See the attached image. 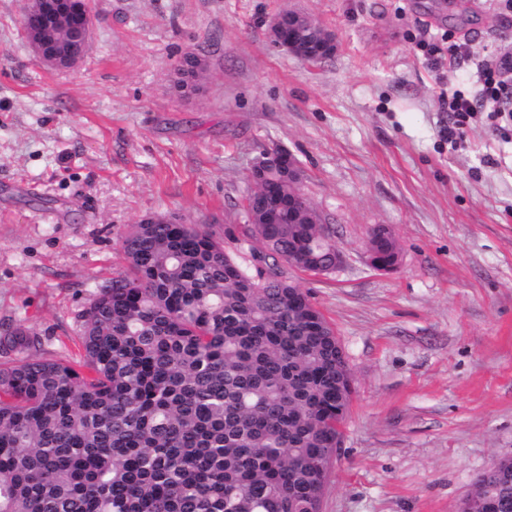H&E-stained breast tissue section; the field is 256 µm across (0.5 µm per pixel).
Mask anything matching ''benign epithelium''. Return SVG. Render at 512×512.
Instances as JSON below:
<instances>
[{
  "label": "benign epithelium",
  "mask_w": 512,
  "mask_h": 512,
  "mask_svg": "<svg viewBox=\"0 0 512 512\" xmlns=\"http://www.w3.org/2000/svg\"><path fill=\"white\" fill-rule=\"evenodd\" d=\"M23 28L30 45L48 67L73 70L84 59L89 47L92 15L88 0H29ZM269 36L278 48L304 58L307 43L297 28L285 22L284 15L271 21ZM269 158L274 167L288 170V184L292 186L288 191V202L292 207L291 216L297 221L302 213L309 211L302 205L300 165L287 150L272 152Z\"/></svg>",
  "instance_id": "1"
}]
</instances>
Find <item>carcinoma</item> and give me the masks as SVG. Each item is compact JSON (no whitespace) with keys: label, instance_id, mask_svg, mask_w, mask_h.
Listing matches in <instances>:
<instances>
[{"label":"carcinoma","instance_id":"cac0c4a2","mask_svg":"<svg viewBox=\"0 0 512 512\" xmlns=\"http://www.w3.org/2000/svg\"><path fill=\"white\" fill-rule=\"evenodd\" d=\"M203 73H178L192 91ZM247 198L265 224H134L128 267L81 314L79 367L37 356L35 334L0 368V512H307L342 441L355 380L325 315L282 264L336 269L323 224H290L274 196ZM249 244L250 264L238 260ZM512 457L463 500L512 504Z\"/></svg>","mask_w":512,"mask_h":512}]
</instances>
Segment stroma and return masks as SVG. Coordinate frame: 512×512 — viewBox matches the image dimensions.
I'll return each mask as SVG.
<instances>
[{
    "label": "stroma",
    "mask_w": 512,
    "mask_h": 512,
    "mask_svg": "<svg viewBox=\"0 0 512 512\" xmlns=\"http://www.w3.org/2000/svg\"><path fill=\"white\" fill-rule=\"evenodd\" d=\"M0 0V329L76 361L79 314L154 215L223 236L248 173L287 149L342 255L285 275L332 323L355 379L322 512H457L512 457V117L486 100L463 143L446 103L512 54V0H89L90 49L51 70ZM298 12L335 36L310 62L268 22ZM466 44L456 77L422 43ZM200 89L173 86L186 52ZM387 227L399 265L368 263Z\"/></svg>",
    "instance_id": "1"
}]
</instances>
